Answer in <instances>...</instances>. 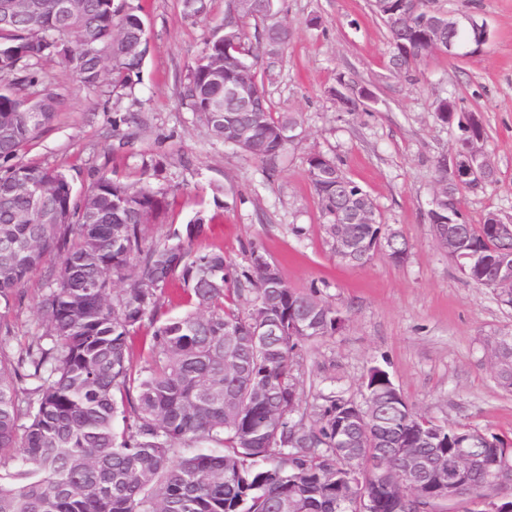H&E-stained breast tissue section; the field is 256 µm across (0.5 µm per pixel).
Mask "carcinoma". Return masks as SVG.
I'll return each mask as SVG.
<instances>
[{"label":"carcinoma","instance_id":"obj_1","mask_svg":"<svg viewBox=\"0 0 512 512\" xmlns=\"http://www.w3.org/2000/svg\"><path fill=\"white\" fill-rule=\"evenodd\" d=\"M389 34L390 70L400 76L433 54L432 34L469 47L472 34L462 16L436 10L430 0H372ZM13 26H0V512H280L292 497L302 512H365L368 499L383 501L375 460L405 445L419 449L428 474L461 444L493 461L512 444L478 429L441 424L396 399L399 389L380 366L362 382V399L330 392L310 411H300L303 387L295 374L294 352L313 337L336 333L344 318L317 297L301 293L254 263L235 277L221 250L195 252L191 242L207 224L198 216L174 241L148 244L143 226L164 215L165 194L131 188L106 173L76 197L61 170L21 160L23 147L54 119L57 98L32 99L14 90L10 76L43 83L35 65L55 58L84 86L112 73L124 87L148 54L134 40L142 24L133 8L115 0H79L63 16L57 0H29ZM281 29L245 45V24L220 28L205 41L181 84L182 104L198 113L211 135L237 150L248 132L249 156L275 164L288 147L296 114L274 113L264 85L257 109L236 105L216 111L222 82L238 72L237 62L256 61L288 44L291 31L278 18L276 0H263ZM408 13L414 24L400 29L394 14ZM335 96L356 110L362 89L338 77ZM460 112L453 100L436 108L445 122ZM308 176L321 201L323 232L336 212L373 206L370 194L341 170L336 158L313 154ZM42 189L36 206L28 193ZM463 207V187L448 183L430 223ZM357 251L368 262L373 240L386 225L350 224ZM455 248L468 280L492 287L499 270L512 265V240L489 224L467 218L452 225ZM49 266L50 286L41 302L45 326L24 352L6 350L7 316L29 273ZM128 286L115 291L116 281ZM180 283L190 309L162 316L167 287ZM254 295L276 333L255 339L258 325L241 311L244 295ZM152 329L144 364H132L129 339L143 325ZM237 335L226 336L229 330ZM233 342L239 370L224 372V344ZM499 386L512 392V334L490 343ZM28 382L27 407L20 384ZM250 392L234 415L224 413L230 385ZM27 422H21V419ZM479 463L469 471L468 489L486 488ZM431 490L410 486L409 512H433Z\"/></svg>","mask_w":512,"mask_h":512}]
</instances>
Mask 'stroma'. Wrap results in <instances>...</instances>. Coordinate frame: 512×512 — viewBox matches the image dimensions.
I'll use <instances>...</instances> for the list:
<instances>
[{
  "instance_id": "35a3bbf8",
  "label": "stroma",
  "mask_w": 512,
  "mask_h": 512,
  "mask_svg": "<svg viewBox=\"0 0 512 512\" xmlns=\"http://www.w3.org/2000/svg\"><path fill=\"white\" fill-rule=\"evenodd\" d=\"M125 3L139 8L149 40L132 93L120 94L108 78L78 85L56 62L41 61L45 87L22 93L36 98L47 88L61 103L26 147V159L65 171L78 192L102 172L165 192L162 221L144 227L148 241H167L200 214L209 229L193 250H222L227 264L243 270L255 249L291 288L318 287L344 324L300 343L302 408L331 390L360 399L369 368L380 365L414 410L511 438L512 393L498 386L486 354L493 336L512 332V306L462 276L438 245L427 213L435 163L452 156L459 137L435 116L437 104L450 98L482 117L484 151L497 171L495 183L465 191L468 218L477 224L490 211L512 218V0H434L435 9L484 21L493 37L460 60L428 57L408 78L388 67L387 32L370 0H281L279 17L292 39L285 50L263 55L258 78L273 111L298 114L300 136L272 171L213 138L180 99L227 0H206L194 17L185 0ZM342 73L373 94L357 111H344L333 94ZM128 132L132 145L119 147ZM314 153L340 160L370 193L383 223L402 231L403 263L382 254L358 267L336 261L308 177ZM47 277V268L33 270L10 310V355L45 331L39 307Z\"/></svg>"
}]
</instances>
